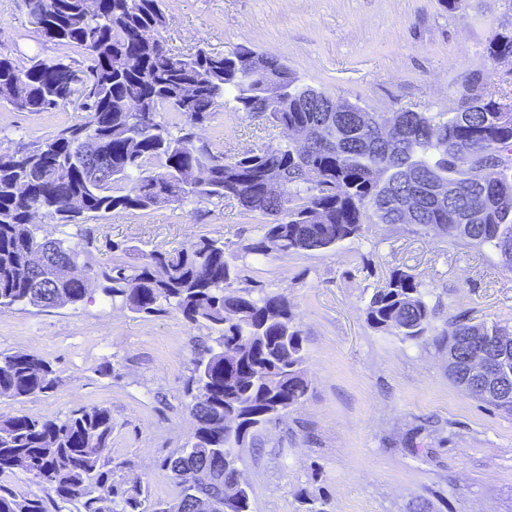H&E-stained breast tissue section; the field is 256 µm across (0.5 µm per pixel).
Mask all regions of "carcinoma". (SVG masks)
<instances>
[{
	"instance_id": "cac0c4a2",
	"label": "carcinoma",
	"mask_w": 512,
	"mask_h": 512,
	"mask_svg": "<svg viewBox=\"0 0 512 512\" xmlns=\"http://www.w3.org/2000/svg\"><path fill=\"white\" fill-rule=\"evenodd\" d=\"M31 23L59 49L80 48L88 64L32 58L21 66L0 53V104L48 112L76 103L87 120L0 153V312L15 307L76 308L87 284L128 311L175 312L202 335L193 338L185 407L193 427L162 457L175 480L172 500L154 499L132 478V463L112 456V412L82 406L63 418L0 415V512H252L238 449L301 406L309 393L302 331L288 299L263 287H237L241 270L224 242L205 235L172 251L109 242L123 259L94 268L89 231L59 238L40 224L51 217L80 227L114 212L171 204L235 201L269 218L245 247L267 257L329 249L362 236L366 224H415L466 246L488 248L512 270V123H499L501 100L492 71L477 75L447 113L405 110L381 129L368 108L335 100L305 84L277 57L241 45L214 55L199 48L171 53L163 0H29ZM490 62L512 56V31L497 32ZM274 127L309 133L307 150L279 140L228 155L200 134L216 108ZM170 112L174 121L160 113ZM278 178L282 192L267 190ZM74 198L84 211L68 210ZM418 276L396 269L366 303L375 328L405 340L454 348L453 382L472 398L512 416V390L494 398L466 387L468 338L497 355V323L441 318ZM233 389H224V360ZM51 362L0 351V399L19 400L59 385ZM20 469L34 491L3 479ZM242 481L224 505V482Z\"/></svg>"
}]
</instances>
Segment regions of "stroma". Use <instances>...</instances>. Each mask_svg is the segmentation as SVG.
Instances as JSON below:
<instances>
[{"label":"stroma","instance_id":"35a3bbf8","mask_svg":"<svg viewBox=\"0 0 512 512\" xmlns=\"http://www.w3.org/2000/svg\"><path fill=\"white\" fill-rule=\"evenodd\" d=\"M172 53L238 45L281 58L304 84L384 116L449 111L473 73L488 69L493 34L512 29V0H164ZM0 52L20 61L59 51L30 24L20 0H0ZM67 106H0V152L83 122ZM226 153L255 148L281 129L222 110L202 130ZM267 219L233 202L170 205L91 222L94 266L110 242L173 250L198 235L241 251ZM247 281L287 296L304 337L306 402L240 448L253 512H512V417L466 395L448 376V352L372 327L365 304L394 269L422 281L448 316L512 327V271L490 250L412 224H369L329 250L246 256ZM197 331L180 315L143 318L92 288L78 308L0 312V350L50 361V393L0 401V413L61 417L112 412V454L153 496L178 492L160 456L191 427L184 381Z\"/></svg>","mask_w":512,"mask_h":512}]
</instances>
